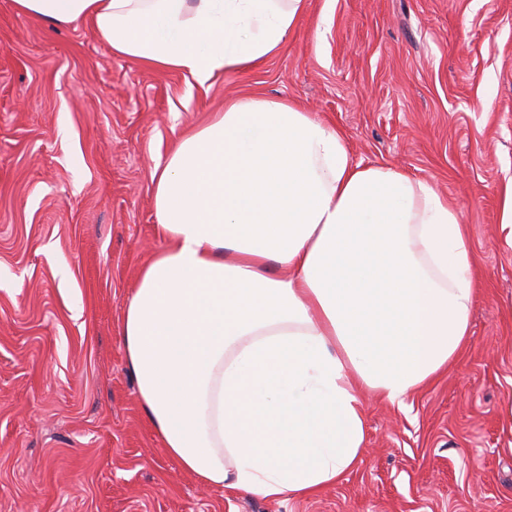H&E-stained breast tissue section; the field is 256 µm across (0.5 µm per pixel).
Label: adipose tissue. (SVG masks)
<instances>
[{"instance_id":"obj_1","label":"adipose tissue","mask_w":512,"mask_h":512,"mask_svg":"<svg viewBox=\"0 0 512 512\" xmlns=\"http://www.w3.org/2000/svg\"><path fill=\"white\" fill-rule=\"evenodd\" d=\"M190 75L275 55L307 0H13ZM165 246L120 336L142 410L199 482L307 497L358 463L363 398L403 404L469 336L477 258L428 182L363 165L288 100L241 98L152 172Z\"/></svg>"}]
</instances>
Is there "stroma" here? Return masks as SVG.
Listing matches in <instances>:
<instances>
[{
	"mask_svg": "<svg viewBox=\"0 0 512 512\" xmlns=\"http://www.w3.org/2000/svg\"><path fill=\"white\" fill-rule=\"evenodd\" d=\"M286 98L354 161L429 182L479 257L471 334L312 497L206 487L139 405L119 324L156 235L152 172L227 100ZM512 0H307L262 66L189 75L0 0V512H512Z\"/></svg>",
	"mask_w": 512,
	"mask_h": 512,
	"instance_id": "obj_1",
	"label": "stroma"
}]
</instances>
